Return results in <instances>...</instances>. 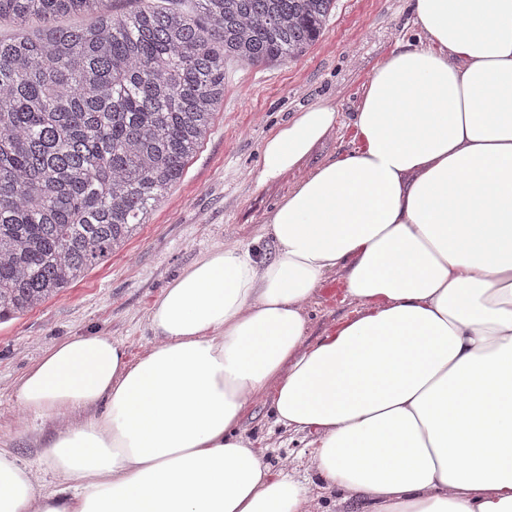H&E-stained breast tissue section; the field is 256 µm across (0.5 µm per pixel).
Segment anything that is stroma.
Returning a JSON list of instances; mask_svg holds the SVG:
<instances>
[{
  "label": "stroma",
  "instance_id": "stroma-1",
  "mask_svg": "<svg viewBox=\"0 0 512 512\" xmlns=\"http://www.w3.org/2000/svg\"><path fill=\"white\" fill-rule=\"evenodd\" d=\"M411 22L407 0H336L322 37L300 57L274 67L226 64L224 103L211 131L150 221L71 288L0 321V446L39 466V442L50 425L17 403L10 387L54 343L105 334L122 344L129 359H137L154 342L147 314L155 297L201 253L218 243L272 253L271 243L260 236L262 222L298 176L260 183L266 137L294 113L330 99L339 119L315 157L352 151L357 142L349 118L362 86ZM344 286L343 271L324 276L308 309V342L357 312L359 305ZM269 403L266 393L250 401L242 423L245 435L273 469L307 478L317 512H340L336 490L310 469L313 434L276 426Z\"/></svg>",
  "mask_w": 512,
  "mask_h": 512
}]
</instances>
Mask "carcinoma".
Instances as JSON below:
<instances>
[{
    "instance_id": "carcinoma-1",
    "label": "carcinoma",
    "mask_w": 512,
    "mask_h": 512,
    "mask_svg": "<svg viewBox=\"0 0 512 512\" xmlns=\"http://www.w3.org/2000/svg\"><path fill=\"white\" fill-rule=\"evenodd\" d=\"M0 0V319L71 287L181 180L224 101V63L276 66L335 0ZM90 13L86 27L60 16Z\"/></svg>"
}]
</instances>
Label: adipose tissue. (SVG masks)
Listing matches in <instances>:
<instances>
[{
  "label": "adipose tissue",
  "instance_id": "obj_1",
  "mask_svg": "<svg viewBox=\"0 0 512 512\" xmlns=\"http://www.w3.org/2000/svg\"><path fill=\"white\" fill-rule=\"evenodd\" d=\"M364 84L351 152L313 161L332 101L266 138L273 254L221 245L163 288L138 360L54 344L11 388L50 422L48 490L0 448V512H313L242 430L270 392L311 466L365 512H512V0H412ZM356 315L306 343L322 277Z\"/></svg>",
  "mask_w": 512,
  "mask_h": 512
}]
</instances>
